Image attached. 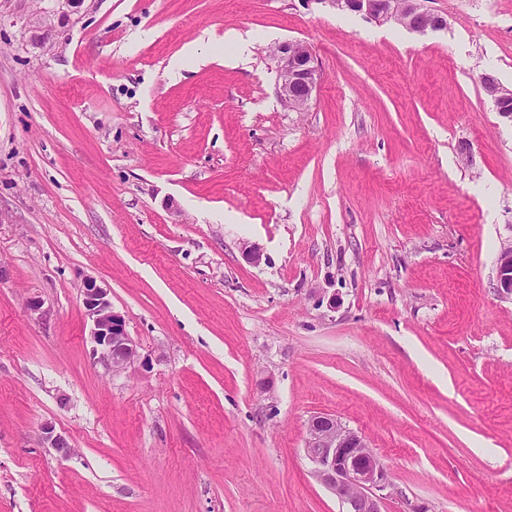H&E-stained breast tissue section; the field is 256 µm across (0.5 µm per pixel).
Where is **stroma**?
Segmentation results:
<instances>
[{"label":"stroma","mask_w":512,"mask_h":512,"mask_svg":"<svg viewBox=\"0 0 512 512\" xmlns=\"http://www.w3.org/2000/svg\"><path fill=\"white\" fill-rule=\"evenodd\" d=\"M425 5L446 29L83 0L39 46L51 0H0V512H341L304 454L319 412L368 440L383 512H512V122L480 80L512 89V0ZM287 40L322 71L303 112ZM87 276L138 346L122 372ZM273 56L281 102L291 110H305L322 79L312 50L300 41H285L275 47ZM481 80L485 94L492 100L494 105L497 106L499 115L512 122V113L506 112L500 108V103L512 96V89L504 87L497 78L490 74H483ZM496 288L499 293L512 298V240L504 245L496 268ZM82 304L92 322L90 336L95 357L113 372L133 364L139 357L137 344L127 333L124 317L112 309L107 289L93 277L83 281Z\"/></svg>","instance_id":"stroma-1"}]
</instances>
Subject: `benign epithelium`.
<instances>
[{"instance_id": "benign-epithelium-1", "label": "benign epithelium", "mask_w": 512, "mask_h": 512, "mask_svg": "<svg viewBox=\"0 0 512 512\" xmlns=\"http://www.w3.org/2000/svg\"><path fill=\"white\" fill-rule=\"evenodd\" d=\"M333 4L380 23H399L416 33L447 28V20L425 7L424 0H333ZM29 28L36 41L50 39L54 31L51 14L45 10L34 14ZM273 56L281 102L291 110H305L322 79L312 50L300 41H285L275 47ZM482 87L498 107L499 115L512 122V113L500 108V103L512 96V89L490 74L482 75ZM496 288L500 294L512 297V242L501 248ZM82 304L92 322L93 355L114 372L134 363L139 352L127 333L125 319L112 309L107 289L92 277L83 281ZM43 440L47 447L68 454L66 441L52 427L44 428ZM304 452L312 474L336 496L342 512H382L386 475L361 433L332 414L317 413L308 420Z\"/></svg>"}]
</instances>
